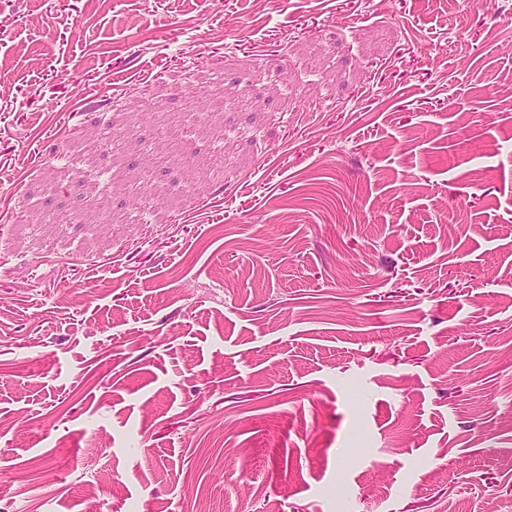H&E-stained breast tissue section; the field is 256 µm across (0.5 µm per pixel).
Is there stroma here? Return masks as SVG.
<instances>
[{"instance_id":"1","label":"stroma","mask_w":512,"mask_h":512,"mask_svg":"<svg viewBox=\"0 0 512 512\" xmlns=\"http://www.w3.org/2000/svg\"><path fill=\"white\" fill-rule=\"evenodd\" d=\"M1 448L0 512H512V0H0Z\"/></svg>"}]
</instances>
